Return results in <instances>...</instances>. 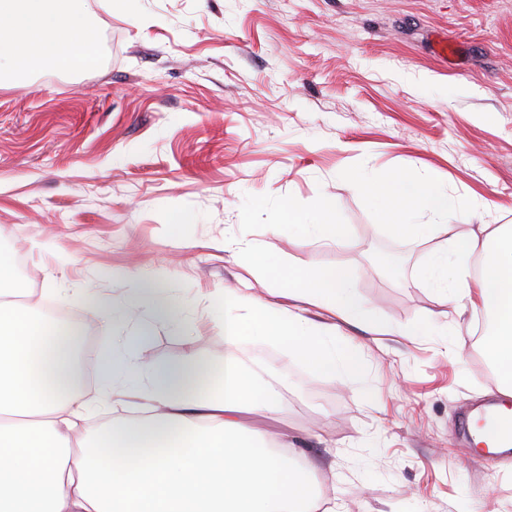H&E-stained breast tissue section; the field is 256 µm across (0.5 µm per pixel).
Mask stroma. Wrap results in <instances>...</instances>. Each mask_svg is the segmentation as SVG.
<instances>
[{"label": "stroma", "instance_id": "1", "mask_svg": "<svg viewBox=\"0 0 512 512\" xmlns=\"http://www.w3.org/2000/svg\"><path fill=\"white\" fill-rule=\"evenodd\" d=\"M75 4L97 66L0 79V253L24 263L14 300L83 317L96 353L140 334L143 360L220 364L221 291L281 301L241 250L348 270L394 334L340 324L365 364L353 383L246 339L241 362L282 394L246 423L306 449L336 512H512V451L477 458L459 427L498 395L480 317L445 314L418 282L447 236L512 225V0H138L134 18L113 0ZM396 171L444 188L465 217L397 235L353 180ZM319 201L340 246L288 227L289 210ZM124 273L179 300L174 321L126 318ZM416 325L425 336H401ZM97 396L87 379L85 429L148 415Z\"/></svg>", "mask_w": 512, "mask_h": 512}]
</instances>
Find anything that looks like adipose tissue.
Here are the masks:
<instances>
[{
    "label": "adipose tissue",
    "mask_w": 512,
    "mask_h": 512,
    "mask_svg": "<svg viewBox=\"0 0 512 512\" xmlns=\"http://www.w3.org/2000/svg\"><path fill=\"white\" fill-rule=\"evenodd\" d=\"M88 27L86 15L63 9L61 0H0V71L18 78L49 65L93 68L99 52ZM371 190L383 219L404 236L429 237L436 227L424 223L425 215L462 209L444 189L401 173ZM288 222L324 245L339 244L344 233L323 206L314 218L292 214ZM475 255L473 271L467 261ZM245 264L248 272L280 278L291 306L225 291L218 367L192 357L146 363L130 336L109 347L96 364L101 402L140 400L150 414L91 435L76 422L74 351L82 321L50 324L38 305L13 300L15 266L0 255V512H335L304 452L285 442L270 448L242 424V415L271 410L281 392L247 371L235 349L251 336L283 342L289 355L348 382L363 362L357 349L340 343L337 323L380 335L392 327L373 318L345 270H287L270 249L249 252ZM419 278L443 303L464 298L491 317L481 349L499 391L512 396V225L484 224L479 234L447 239ZM126 282L129 311L172 317L177 303L164 289L135 276ZM306 305L325 310L330 323L306 317Z\"/></svg>",
    "instance_id": "obj_1"
}]
</instances>
